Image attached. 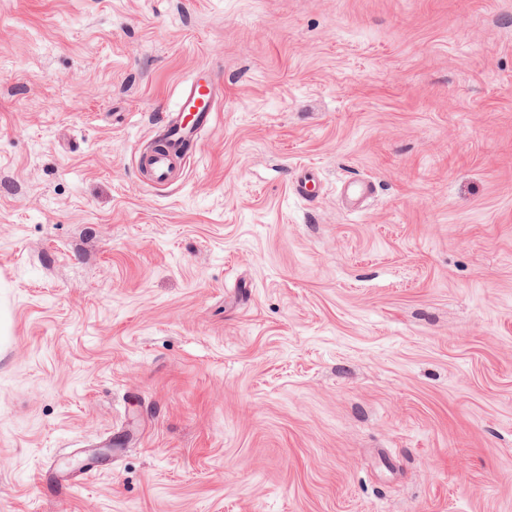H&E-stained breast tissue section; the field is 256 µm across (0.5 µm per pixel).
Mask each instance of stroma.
Wrapping results in <instances>:
<instances>
[{"mask_svg": "<svg viewBox=\"0 0 512 512\" xmlns=\"http://www.w3.org/2000/svg\"><path fill=\"white\" fill-rule=\"evenodd\" d=\"M0 512H512V0H0ZM218 95V83L207 68H201L181 85L176 102L161 126L159 140L163 148L143 152L136 159L138 169L147 170L148 184L168 185L177 169L190 163L191 149L185 150L183 142L194 145L201 130L213 121Z\"/></svg>", "mask_w": 512, "mask_h": 512, "instance_id": "1", "label": "stroma"}]
</instances>
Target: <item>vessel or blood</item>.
I'll list each match as a JSON object with an SVG mask.
<instances>
[{"label":"vessel or blood","mask_w":512,"mask_h":512,"mask_svg":"<svg viewBox=\"0 0 512 512\" xmlns=\"http://www.w3.org/2000/svg\"><path fill=\"white\" fill-rule=\"evenodd\" d=\"M218 94L219 87L205 68L181 85L176 102L161 126L162 149L143 152L136 159L138 167L148 173V184L168 185L177 169L190 163V153L183 144L196 141L201 130L212 122Z\"/></svg>","instance_id":"1"}]
</instances>
